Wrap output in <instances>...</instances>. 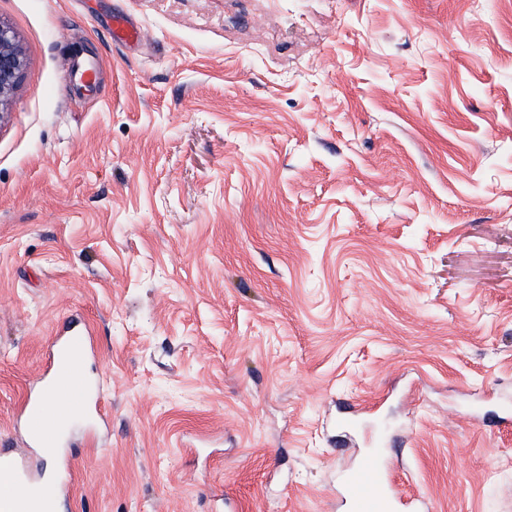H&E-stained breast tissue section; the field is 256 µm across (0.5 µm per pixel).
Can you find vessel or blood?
Segmentation results:
<instances>
[{
	"label": "vessel or blood",
	"instance_id": "b4317fda",
	"mask_svg": "<svg viewBox=\"0 0 512 512\" xmlns=\"http://www.w3.org/2000/svg\"><path fill=\"white\" fill-rule=\"evenodd\" d=\"M58 344L65 352L64 357L52 363L39 387L28 395L19 415L30 443L49 451L58 447L59 439L47 434V421L66 427L72 419L68 402L85 408L92 398L91 385L82 372L91 348L87 323L73 321L65 325L59 333ZM0 474L25 489L21 495L0 493V512H54L56 496L42 494L39 485L31 481L16 458L3 450L0 451ZM346 505L348 512H396L393 477L389 470L371 462L353 471Z\"/></svg>",
	"mask_w": 512,
	"mask_h": 512
}]
</instances>
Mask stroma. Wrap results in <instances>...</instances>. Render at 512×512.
I'll use <instances>...</instances> for the list:
<instances>
[{
	"label": "stroma",
	"instance_id": "obj_1",
	"mask_svg": "<svg viewBox=\"0 0 512 512\" xmlns=\"http://www.w3.org/2000/svg\"><path fill=\"white\" fill-rule=\"evenodd\" d=\"M142 29L127 47L114 15ZM0 448L57 329L62 512H512V0H0ZM101 63L96 88L74 64ZM24 68V58L10 27L0 22V112L16 89ZM3 112L0 113V121ZM89 335L85 321H72L60 330L58 344L66 357H57L39 387L30 392L25 400L19 419L27 438L35 448H45L55 454L54 448L59 446V436L47 434L46 422L52 419L64 429L72 419L69 405L57 406L53 410L48 408L46 399L49 395L57 394L84 409H87L91 401L92 388L82 372L87 353L91 350ZM346 505L348 512H395L397 506L390 471L375 462L353 471Z\"/></svg>",
	"mask_w": 512,
	"mask_h": 512
}]
</instances>
